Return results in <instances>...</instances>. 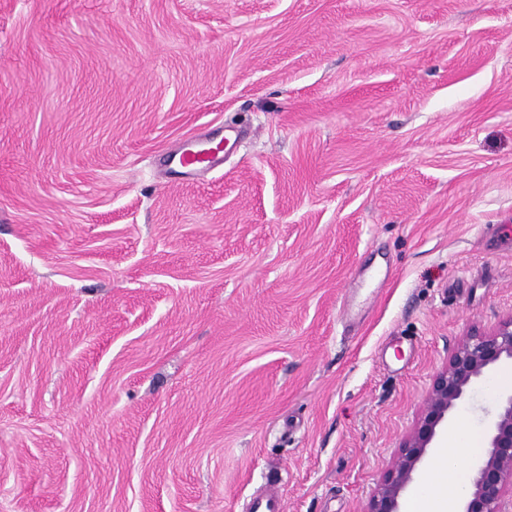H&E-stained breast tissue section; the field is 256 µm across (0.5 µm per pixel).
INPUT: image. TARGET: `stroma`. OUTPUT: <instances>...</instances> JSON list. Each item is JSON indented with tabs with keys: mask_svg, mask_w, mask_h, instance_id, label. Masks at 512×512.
I'll return each instance as SVG.
<instances>
[{
	"mask_svg": "<svg viewBox=\"0 0 512 512\" xmlns=\"http://www.w3.org/2000/svg\"><path fill=\"white\" fill-rule=\"evenodd\" d=\"M503 224L512 0H0V512H364ZM223 151V140L214 146L200 147L197 142H186L178 153L177 162L184 173L199 176L211 171L217 163V155Z\"/></svg>",
	"mask_w": 512,
	"mask_h": 512,
	"instance_id": "1",
	"label": "stroma"
}]
</instances>
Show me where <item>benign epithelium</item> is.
Instances as JSON below:
<instances>
[{
	"label": "benign epithelium",
	"instance_id": "obj_1",
	"mask_svg": "<svg viewBox=\"0 0 512 512\" xmlns=\"http://www.w3.org/2000/svg\"><path fill=\"white\" fill-rule=\"evenodd\" d=\"M512 364V316L487 333L460 339L436 375L425 409L404 439L365 512H401L400 501L420 464L474 385L498 367ZM486 446L472 466L462 512H512V387L496 397L485 422Z\"/></svg>",
	"mask_w": 512,
	"mask_h": 512
}]
</instances>
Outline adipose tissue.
Returning <instances> with one entry per match:
<instances>
[{
	"label": "adipose tissue",
	"instance_id": "ef3b65f1",
	"mask_svg": "<svg viewBox=\"0 0 512 512\" xmlns=\"http://www.w3.org/2000/svg\"><path fill=\"white\" fill-rule=\"evenodd\" d=\"M470 435L452 431L448 446L436 459L431 475L408 504V512H454L466 484L459 468L460 453H472Z\"/></svg>",
	"mask_w": 512,
	"mask_h": 512
}]
</instances>
